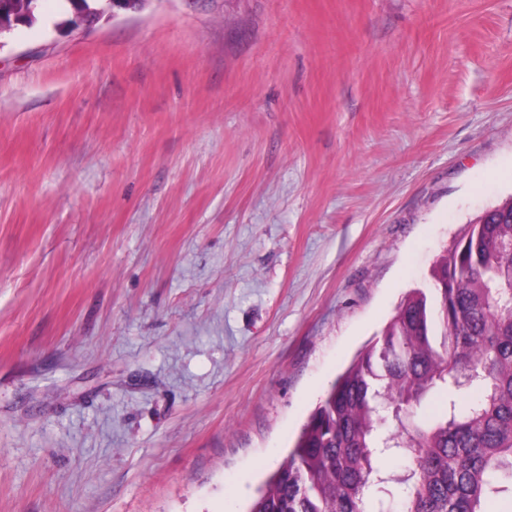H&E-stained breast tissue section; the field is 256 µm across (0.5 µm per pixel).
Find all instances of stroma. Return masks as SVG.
I'll return each instance as SVG.
<instances>
[{
	"instance_id": "1",
	"label": "stroma",
	"mask_w": 512,
	"mask_h": 512,
	"mask_svg": "<svg viewBox=\"0 0 512 512\" xmlns=\"http://www.w3.org/2000/svg\"><path fill=\"white\" fill-rule=\"evenodd\" d=\"M0 43V512H243L512 198V0H148Z\"/></svg>"
}]
</instances>
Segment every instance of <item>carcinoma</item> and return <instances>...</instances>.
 I'll return each instance as SVG.
<instances>
[{
	"label": "carcinoma",
	"instance_id": "cac0c4a2",
	"mask_svg": "<svg viewBox=\"0 0 512 512\" xmlns=\"http://www.w3.org/2000/svg\"><path fill=\"white\" fill-rule=\"evenodd\" d=\"M77 19L101 0H66ZM246 512H487L512 481V201L464 225ZM407 456L397 477L389 459Z\"/></svg>",
	"mask_w": 512,
	"mask_h": 512
}]
</instances>
